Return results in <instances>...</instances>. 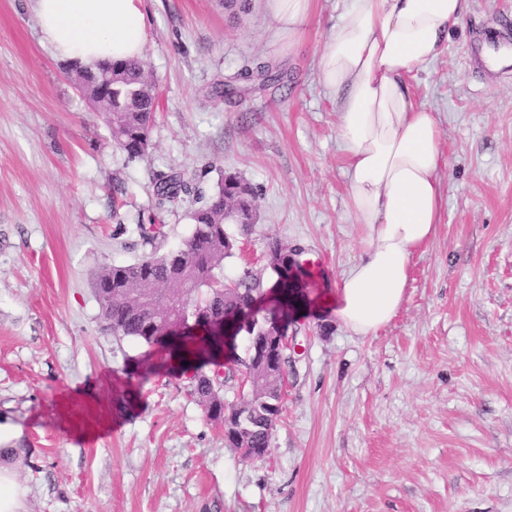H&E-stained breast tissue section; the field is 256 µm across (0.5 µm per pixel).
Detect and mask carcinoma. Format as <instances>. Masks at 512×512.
Wrapping results in <instances>:
<instances>
[{
	"instance_id": "obj_1",
	"label": "carcinoma",
	"mask_w": 512,
	"mask_h": 512,
	"mask_svg": "<svg viewBox=\"0 0 512 512\" xmlns=\"http://www.w3.org/2000/svg\"><path fill=\"white\" fill-rule=\"evenodd\" d=\"M81 88L97 103L112 127L115 145L135 160L144 155V142L150 140V131L156 111L154 85L139 60L105 61L97 70L73 65ZM112 75V99L100 96L93 78ZM245 82L240 88L226 84L220 96L246 94L279 84L284 73L259 62L245 67L240 73ZM155 212L148 224H138L137 231L145 245H154L163 235L160 214L166 206L183 195L193 193L190 183L177 172L157 171L153 175ZM258 197L252 187L235 175L221 178L218 191L199 207H191L189 217L194 223L191 234L174 250L162 255L151 254L129 265L109 266L97 276L94 288L100 309V318L106 330L118 339H131L151 348L166 344L158 367L167 372L184 375L191 373L192 394L204 407L207 416L224 422V349L231 346L237 336L248 337L244 356H234L237 370L257 373L263 369L265 349V320L246 328L231 331L224 325V334L216 335L207 328L203 333L182 337L175 343H165L169 314L163 309L145 311L150 299L160 300L182 288L190 290L186 312H202L213 324L227 321L236 308L248 307L265 294L266 282L260 274L244 271L234 286L224 288L216 271L225 258L238 249L237 241L225 230V224L243 218L254 221ZM268 267L274 278L270 291L276 294L269 317L288 323L290 313L301 304L303 285L301 268L278 242L269 246ZM282 401L281 381L271 384L253 383L246 400L239 405L242 415L237 430L244 444L233 442L235 451L248 448H267L273 432V415L280 413Z\"/></svg>"
}]
</instances>
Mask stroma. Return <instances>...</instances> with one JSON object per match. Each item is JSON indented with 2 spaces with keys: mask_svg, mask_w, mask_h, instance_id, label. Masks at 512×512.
<instances>
[{
  "mask_svg": "<svg viewBox=\"0 0 512 512\" xmlns=\"http://www.w3.org/2000/svg\"><path fill=\"white\" fill-rule=\"evenodd\" d=\"M344 6L314 0L287 50L268 0H144L158 108L131 160L27 0H0V448L15 451L26 512H512V70L490 79L468 56L474 40H502L512 0H468L411 80L440 114L446 204L398 314L366 337L325 302L363 236L317 67ZM256 59L284 81L215 95ZM168 170L206 196L229 173L258 194L255 224L227 227L240 249L225 278L263 271L274 241L307 273L281 417L256 461L226 446L186 378L139 383L145 346L100 319L97 273L192 230L178 202L155 246L138 236L151 175Z\"/></svg>",
  "mask_w": 512,
  "mask_h": 512,
  "instance_id": "stroma-1",
  "label": "stroma"
}]
</instances>
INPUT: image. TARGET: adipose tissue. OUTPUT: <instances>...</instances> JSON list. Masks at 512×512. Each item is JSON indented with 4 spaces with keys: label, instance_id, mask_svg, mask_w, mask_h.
Here are the masks:
<instances>
[{
    "label": "adipose tissue",
    "instance_id": "obj_1",
    "mask_svg": "<svg viewBox=\"0 0 512 512\" xmlns=\"http://www.w3.org/2000/svg\"><path fill=\"white\" fill-rule=\"evenodd\" d=\"M42 39L59 57L92 68L142 58V0H30ZM273 35L296 42L312 0H269ZM467 0H347L317 50L319 80L338 101L347 159V208L365 231L362 253L336 285L335 318L372 336L401 308L416 252L436 237L446 190L442 126L408 80L432 63Z\"/></svg>",
    "mask_w": 512,
    "mask_h": 512
}]
</instances>
